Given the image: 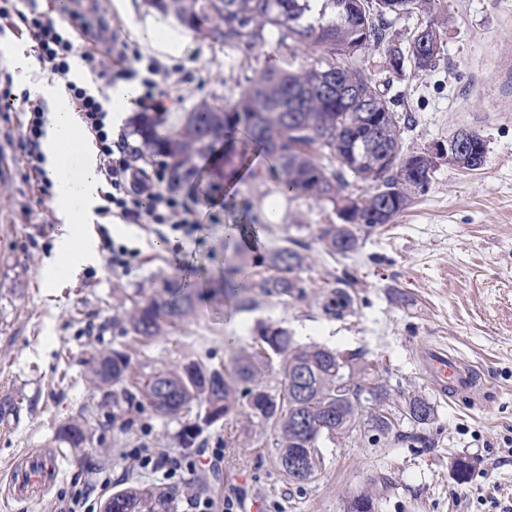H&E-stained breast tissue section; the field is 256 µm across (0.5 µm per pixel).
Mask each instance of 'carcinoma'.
I'll use <instances>...</instances> for the list:
<instances>
[{"label":"carcinoma","mask_w":512,"mask_h":512,"mask_svg":"<svg viewBox=\"0 0 512 512\" xmlns=\"http://www.w3.org/2000/svg\"><path fill=\"white\" fill-rule=\"evenodd\" d=\"M166 14L174 12L197 36L227 47L251 52L265 43V33L275 31L280 40L290 39L319 52L317 65L295 70L287 61L280 67H266L248 81L232 104L201 107L187 113L182 126L159 132L156 124L142 126L148 146L167 155L176 168L197 153L211 161L210 177L224 179V157L238 155L246 160V150L272 160L268 176L276 191L307 196L328 202L333 208L351 196L346 191L350 174L368 185L362 193V207L356 217L372 227L389 224L406 210L414 197L426 191L432 173L423 168L414 178L401 165L385 168L382 160L403 153L399 116L385 96L360 67L363 50L381 51L382 65L399 72L404 62L427 73L435 68L443 46L441 18L435 0H381L382 9L365 13L357 0H148ZM425 15L430 38L415 33L405 46L391 39L390 17L411 11ZM338 87H352L371 105V114H382L383 123L371 125L362 117L361 107L334 91L323 89L321 80ZM477 158L466 165L479 169L485 161L483 137L471 132ZM336 163L332 169L322 159ZM320 240L329 253L345 255L358 247L356 229L345 224H327ZM305 256L290 247H279L260 257L269 274L252 279L248 289L238 292L231 278H224L222 292H232L241 308L257 305L261 296L290 295L302 288L298 277ZM195 296L178 282L145 297L127 318V331L150 341L165 327L194 309ZM258 336L263 354L245 353L235 359L231 372L212 376L205 385L209 368L192 364L182 370H158L137 387L141 404L161 418L174 419L198 403L204 406L202 422L209 426L215 418H226L246 406L249 415L279 431V463L297 483L307 476L289 468L296 453L318 458L322 445L335 442L354 430L389 433L396 414L426 425L433 420L434 406L420 396L408 398L398 413L386 408L388 389L366 385L369 364L357 352L324 346H302L287 330L261 326ZM282 356V394L275 397L258 382L261 367L269 354ZM91 381L122 392L130 368L128 355L112 350L87 360ZM373 407L361 419L362 402ZM63 439L79 448L86 441L84 430L70 424L61 430ZM182 490L176 485L163 489H128L112 494V512H178ZM375 502L368 492L353 495L347 512H373Z\"/></svg>","instance_id":"obj_1"}]
</instances>
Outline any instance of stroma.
<instances>
[{
    "label": "stroma",
    "mask_w": 512,
    "mask_h": 512,
    "mask_svg": "<svg viewBox=\"0 0 512 512\" xmlns=\"http://www.w3.org/2000/svg\"><path fill=\"white\" fill-rule=\"evenodd\" d=\"M58 2L60 11L87 16L88 41L102 45L113 33L129 34V19L113 0ZM439 2L443 50L433 72L384 71L371 49L361 62L395 112L412 115L402 129L405 148L447 141L465 127L486 140L485 163L476 171L441 164L427 191L392 223L360 227L358 249L344 256L328 253L319 238L324 225L339 221L331 204L278 195L272 181L256 176L209 187L224 205L201 206L203 228L190 236L105 217L86 225V236L106 234L136 250L129 271L104 259L76 275L53 267L60 222L24 161L23 114L0 98V225L13 227L12 254L0 261V400L10 402L0 411V480L28 451L60 456L44 496L0 498V512H62L87 484L100 505L110 493L157 485L123 456L144 445L197 460L185 494L232 497L236 512H249L256 497L264 512H344L360 490L372 492L375 512H499L512 505V0ZM191 45L156 76L170 92L159 118L170 129L202 104L236 101L257 69L288 56L298 67L315 59L289 40H268L254 53L197 37ZM238 224L256 225L262 249L288 246L307 255L304 297H267L249 310L230 297L199 300L150 342L127 332L124 319L135 303L181 278L184 264L208 279L237 265L246 246L233 231ZM343 290L352 303L339 316L327 304ZM262 325L284 328L303 345L363 352L377 364L372 381L387 387L393 405L412 395L432 399L433 423L415 429L401 419L385 435L355 431L325 444L318 476L296 484L279 466V435L270 424L240 414L204 428L187 446L180 435L195 413L163 419L88 381L85 361L97 350L130 357V389L159 368L196 362L228 371L256 346ZM432 343L476 366L483 387L472 399L432 393L420 369L421 351ZM73 422L86 428L84 451L99 467L80 465L60 438ZM216 448L223 459L213 458ZM461 456L473 463L464 483L453 474ZM106 475L112 485L105 492L96 483Z\"/></svg>",
    "instance_id": "35a3bbf8"
}]
</instances>
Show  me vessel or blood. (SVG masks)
<instances>
[{"label": "vessel or blood", "instance_id": "obj_1", "mask_svg": "<svg viewBox=\"0 0 512 512\" xmlns=\"http://www.w3.org/2000/svg\"><path fill=\"white\" fill-rule=\"evenodd\" d=\"M421 369L431 388L445 398L468 396L480 386L479 373L471 362L441 346L425 349ZM57 470L56 454L31 455L24 466L13 470L8 491L17 499L30 498L50 485Z\"/></svg>", "mask_w": 512, "mask_h": 512}]
</instances>
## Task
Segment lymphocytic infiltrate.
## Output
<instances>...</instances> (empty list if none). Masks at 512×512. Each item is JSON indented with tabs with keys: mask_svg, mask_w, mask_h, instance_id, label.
I'll list each match as a JSON object with an SVG mask.
<instances>
[{
	"mask_svg": "<svg viewBox=\"0 0 512 512\" xmlns=\"http://www.w3.org/2000/svg\"><path fill=\"white\" fill-rule=\"evenodd\" d=\"M17 17L34 42L44 69L65 78L71 98L79 105L84 125L96 140L100 173L106 183L100 214L119 218L127 224H167L172 230L183 231L187 236L198 231L201 224L195 211L183 198L163 187L168 177L166 162H158L151 182H144L140 168L135 165L140 151L125 135H113L105 97L94 94L84 84L68 77L72 56H80L87 73L95 79L105 77L109 71L108 58L117 57L128 63L121 72L122 78H140L142 92L138 102L149 109L161 105L167 97L166 89L155 79L160 70L159 62L150 60L147 74L142 77L136 69L142 55L128 41L115 40L104 47L92 45L76 49L75 36L86 32L87 27L73 12L56 21L35 11ZM21 101L25 119L21 124L20 142L28 167L39 174L43 171L40 139L44 111L41 106L33 104L29 95H22ZM129 455L141 470L161 475L166 480L193 474L196 469L195 464L184 456L161 453L154 448H133Z\"/></svg>",
	"mask_w": 512,
	"mask_h": 512,
	"instance_id": "f902f5d3",
	"label": "lymphocytic infiltrate"
}]
</instances>
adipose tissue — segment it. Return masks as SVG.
<instances>
[{
  "instance_id": "ef3b65f1",
  "label": "adipose tissue",
  "mask_w": 512,
  "mask_h": 512,
  "mask_svg": "<svg viewBox=\"0 0 512 512\" xmlns=\"http://www.w3.org/2000/svg\"><path fill=\"white\" fill-rule=\"evenodd\" d=\"M130 34L144 54L164 64L181 58L189 47L184 26L171 15L155 13L132 20ZM1 59L18 72L31 95L47 103L40 143L44 169L52 183L51 205L61 222L54 260L60 266L77 268L97 258L93 243L82 233L85 225L96 222L101 203L97 148L80 130L63 80L36 74L33 57L23 52L13 50Z\"/></svg>"
}]
</instances>
